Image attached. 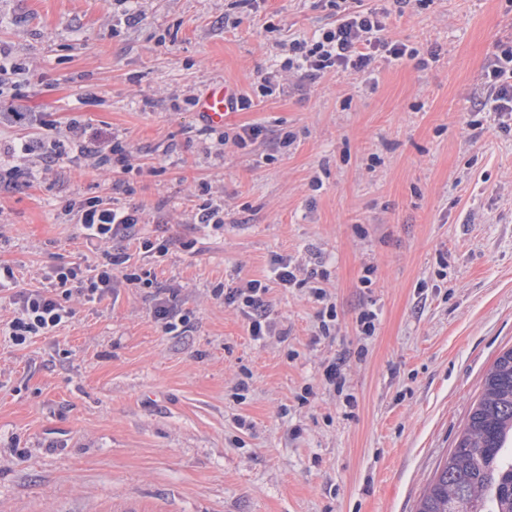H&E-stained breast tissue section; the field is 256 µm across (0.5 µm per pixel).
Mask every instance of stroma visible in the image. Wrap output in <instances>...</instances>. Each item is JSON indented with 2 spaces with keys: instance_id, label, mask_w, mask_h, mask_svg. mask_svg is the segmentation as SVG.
Wrapping results in <instances>:
<instances>
[{
  "instance_id": "35a3bbf8",
  "label": "stroma",
  "mask_w": 512,
  "mask_h": 512,
  "mask_svg": "<svg viewBox=\"0 0 512 512\" xmlns=\"http://www.w3.org/2000/svg\"><path fill=\"white\" fill-rule=\"evenodd\" d=\"M361 8L418 57L291 75L283 94L256 96L288 40ZM510 44L512 0H0V47L19 66L0 103L40 120L0 124V140L77 121L133 165L80 159L0 186V262L36 288L82 261L64 208L107 195L144 212L139 237L182 241L141 266L190 318L164 333L128 288L73 297L75 318L28 346L0 335V512H416L512 348V131L480 106ZM217 79L254 95L224 122L260 127L254 150L217 149L178 108ZM206 185L224 197L218 230L193 222ZM278 256L323 277L329 335L305 287L272 284L288 336L261 345L214 298L270 282ZM369 308L377 329L363 338ZM334 360L340 392L323 380Z\"/></svg>"
}]
</instances>
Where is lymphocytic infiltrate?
Here are the masks:
<instances>
[{"label": "lymphocytic infiltrate", "instance_id": "lymphocytic-infiltrate-1", "mask_svg": "<svg viewBox=\"0 0 512 512\" xmlns=\"http://www.w3.org/2000/svg\"><path fill=\"white\" fill-rule=\"evenodd\" d=\"M385 26L378 12L363 9L343 14L333 27L321 33L314 42L292 40L288 56L282 66L301 72L309 80L336 71H370L378 54L392 60L402 59L408 53L406 45L384 38ZM490 94L488 101L493 111L512 116V46L504 48L487 73ZM38 155L41 174L71 163L74 156L106 159L116 157L121 171H128V156L121 146L107 135L88 134L79 123H72L68 136L52 140L50 149H43L34 138L18 139L0 147V156L7 158ZM65 214L77 224L87 245L94 248L93 260L70 262L52 267L46 274V286L17 289L18 277L12 266L0 263V292L12 290L13 311L5 324L10 342L24 346L33 339L51 336L76 312L69 306L72 294L83 295L95 302L116 296L124 288H145L149 291L151 313L164 333H172L187 322L181 307L173 296L156 288L153 280L140 272L139 259L166 256L176 243L169 238L137 237L136 228L143 221V213L136 208L117 206L109 198L93 196L70 200ZM136 240V253L125 249L99 252L101 243L114 240ZM270 288L257 279L234 288L214 289L216 299L236 306L248 323L253 341L265 342L275 330L267 316L266 296Z\"/></svg>", "mask_w": 512, "mask_h": 512}]
</instances>
